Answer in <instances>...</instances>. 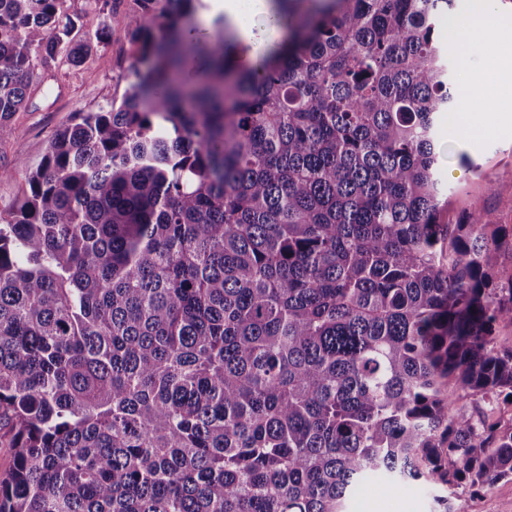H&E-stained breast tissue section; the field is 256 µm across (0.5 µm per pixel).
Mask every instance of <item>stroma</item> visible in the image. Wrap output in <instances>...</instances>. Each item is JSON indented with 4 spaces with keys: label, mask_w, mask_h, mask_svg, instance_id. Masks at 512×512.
Returning a JSON list of instances; mask_svg holds the SVG:
<instances>
[{
    "label": "stroma",
    "mask_w": 512,
    "mask_h": 512,
    "mask_svg": "<svg viewBox=\"0 0 512 512\" xmlns=\"http://www.w3.org/2000/svg\"><path fill=\"white\" fill-rule=\"evenodd\" d=\"M489 13L495 35L487 45L469 47L476 24L471 7ZM128 0H117L101 21L110 36L87 62L62 65L58 77L37 84L31 106L16 113L11 132L0 138V214H6L27 187L26 173L36 168L55 133L78 112H91L121 99L133 80L126 41ZM437 40L448 55V73L455 84L466 75L498 74L502 57L512 51V0H455L450 16L440 17ZM497 119L484 127L469 124L467 113H438L435 131L443 145L441 167L448 184L449 217L479 206L495 223L512 227V82H499L490 99ZM469 164H462V157ZM454 512H512V480L491 488L465 490L453 498ZM431 498L420 490L401 492L380 476L363 481L349 512H431Z\"/></svg>",
    "instance_id": "stroma-1"
}]
</instances>
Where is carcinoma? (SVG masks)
I'll return each mask as SVG.
<instances>
[{
  "instance_id": "1",
  "label": "carcinoma",
  "mask_w": 512,
  "mask_h": 512,
  "mask_svg": "<svg viewBox=\"0 0 512 512\" xmlns=\"http://www.w3.org/2000/svg\"><path fill=\"white\" fill-rule=\"evenodd\" d=\"M201 6L130 0L135 81L0 216V512H347L379 474L453 512L512 480V237L445 218L454 0H281L250 67L202 52ZM84 29L0 0V138Z\"/></svg>"
}]
</instances>
